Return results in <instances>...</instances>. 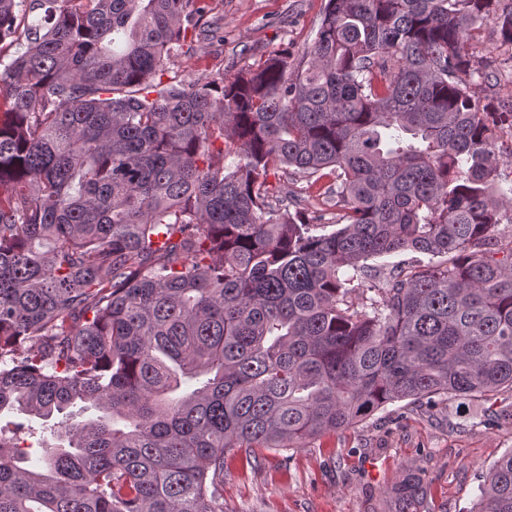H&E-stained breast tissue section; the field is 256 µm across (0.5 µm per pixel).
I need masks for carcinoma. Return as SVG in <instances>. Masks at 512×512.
<instances>
[{
	"mask_svg": "<svg viewBox=\"0 0 512 512\" xmlns=\"http://www.w3.org/2000/svg\"><path fill=\"white\" fill-rule=\"evenodd\" d=\"M209 12L0 0V411L61 417L35 467L0 424V512H224L228 448L512 392V100L467 51L512 0H327L297 61L163 79ZM473 512H512V450Z\"/></svg>",
	"mask_w": 512,
	"mask_h": 512,
	"instance_id": "carcinoma-1",
	"label": "carcinoma"
}]
</instances>
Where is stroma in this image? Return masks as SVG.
Here are the masks:
<instances>
[{"label": "stroma", "instance_id": "obj_1", "mask_svg": "<svg viewBox=\"0 0 512 512\" xmlns=\"http://www.w3.org/2000/svg\"><path fill=\"white\" fill-rule=\"evenodd\" d=\"M210 22L223 43L201 42L193 58H172L179 77L218 72L232 77L281 50L301 56L314 40L326 0H209ZM490 33L470 54L497 61L492 83L477 96L512 98V65ZM512 394L496 403L456 401L428 410L406 401L387 405L356 427L330 432L298 448H235L224 458V512H388L389 493L415 471L431 512H470L491 466L512 450Z\"/></svg>", "mask_w": 512, "mask_h": 512}]
</instances>
